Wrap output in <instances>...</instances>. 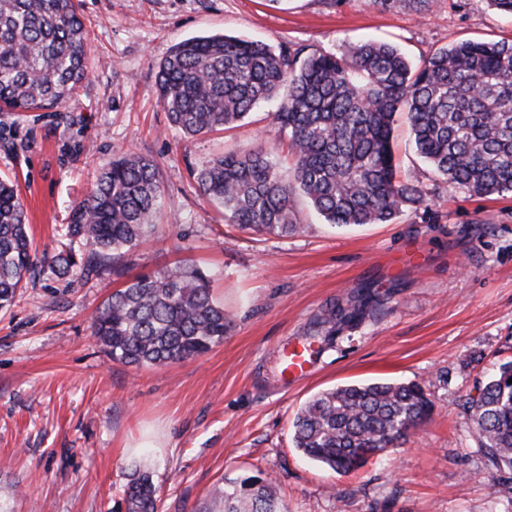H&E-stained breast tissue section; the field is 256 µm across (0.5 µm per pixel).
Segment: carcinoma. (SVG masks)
I'll list each match as a JSON object with an SVG mask.
<instances>
[{
  "instance_id": "carcinoma-1",
  "label": "carcinoma",
  "mask_w": 512,
  "mask_h": 512,
  "mask_svg": "<svg viewBox=\"0 0 512 512\" xmlns=\"http://www.w3.org/2000/svg\"><path fill=\"white\" fill-rule=\"evenodd\" d=\"M89 73L77 0H0V111L62 106ZM158 99L171 125L196 137L243 120L278 100L272 121L288 139L293 174L278 154L259 148L216 156L194 170L203 195L224 220L255 233L296 232L302 194L338 228L388 224L423 190L398 175L393 132L406 115L417 154L451 185L477 196L512 194V41H464L410 63L379 41L341 52L272 46L226 34L175 44L158 65ZM163 203L157 167L134 155L107 163L72 210L64 243L38 258L24 205L0 179V310L25 277L47 263L61 276L117 270L155 227ZM367 284L315 319L352 323L374 307ZM231 321L212 294L210 276L164 265L129 278L103 303L93 334L114 362L164 365L201 356L224 342ZM512 361L501 364L465 402L493 464L512 470ZM432 401L417 383L338 386L298 412L293 441L303 456L338 474L363 467L403 444L430 418ZM158 487L137 467L124 489V512H157ZM203 512H285L273 483L253 474L216 488Z\"/></svg>"
}]
</instances>
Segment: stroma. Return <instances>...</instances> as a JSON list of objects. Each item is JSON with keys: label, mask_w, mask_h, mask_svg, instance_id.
I'll list each match as a JSON object with an SVG mask.
<instances>
[{"label": "stroma", "mask_w": 512, "mask_h": 512, "mask_svg": "<svg viewBox=\"0 0 512 512\" xmlns=\"http://www.w3.org/2000/svg\"><path fill=\"white\" fill-rule=\"evenodd\" d=\"M90 75L60 108L0 112V178L18 184L29 233L54 254L75 203L113 156L158 168L166 204L129 273L178 260L209 270L232 324L205 355L161 366L110 360L92 321L125 277L28 278L0 311V512H118L144 466L158 512H194L244 474L271 478L288 512H512V470L495 468L464 408L512 360V196L478 197L437 177L394 131L403 178L425 202L389 224L331 230L298 200V232L225 223L191 171L228 151L286 156L269 108L188 138L171 129L155 74L172 46L227 34L337 52L376 38L412 62L473 39H512L487 0H81ZM377 285L379 303L333 340L316 341L308 377L281 362L330 301ZM422 385L430 421L406 444L338 474L294 446L292 422L313 395L350 383Z\"/></svg>", "instance_id": "35a3bbf8"}]
</instances>
